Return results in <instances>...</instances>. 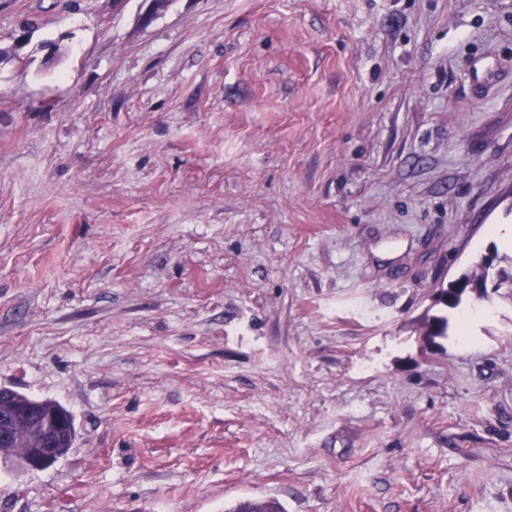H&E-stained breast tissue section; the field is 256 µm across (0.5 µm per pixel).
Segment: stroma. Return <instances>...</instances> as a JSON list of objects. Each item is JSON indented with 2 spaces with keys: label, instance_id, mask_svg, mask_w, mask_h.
I'll return each instance as SVG.
<instances>
[{
  "label": "stroma",
  "instance_id": "obj_1",
  "mask_svg": "<svg viewBox=\"0 0 512 512\" xmlns=\"http://www.w3.org/2000/svg\"><path fill=\"white\" fill-rule=\"evenodd\" d=\"M0 0V512H512V0ZM57 45L49 58V45ZM495 253L499 256V271L494 279H496V284L494 286L493 294L490 295H481L479 298H474L472 295L462 297L465 288L473 287L480 288L481 279H486L488 276V271L485 266V254H483L475 263L474 268L472 270L464 271L460 274L462 283L458 284L455 282H449L447 290L442 286L440 292L436 296V300L434 305H443L449 311H457L459 313H463L469 309H473L475 307L473 301H481L485 302L489 305L493 303L494 296L499 298H509L512 299V253L509 255L507 253L500 254L498 250L494 247ZM450 288V289H448ZM454 288H462L458 295L456 294V289ZM446 293L449 296V299H441V295ZM12 406L17 409L32 408L42 417L57 419L62 417L70 418L71 414L59 403L48 399H34L20 392L14 391L13 395L0 403L1 428L5 418V410ZM44 442L47 448H38L40 446L39 442L32 435L26 433L24 440L21 442L1 445V465L15 467L17 460L29 452V448L33 449L21 459L23 469H43L52 465L56 461L55 448H52L55 442V434L52 431L47 432Z\"/></svg>",
  "mask_w": 512,
  "mask_h": 512
}]
</instances>
